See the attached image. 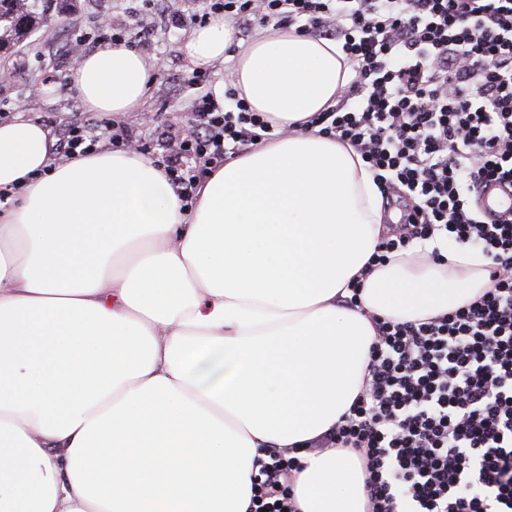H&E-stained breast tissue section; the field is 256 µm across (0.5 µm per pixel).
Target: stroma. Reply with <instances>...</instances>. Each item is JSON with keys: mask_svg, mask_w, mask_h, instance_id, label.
Listing matches in <instances>:
<instances>
[{"mask_svg": "<svg viewBox=\"0 0 512 512\" xmlns=\"http://www.w3.org/2000/svg\"><path fill=\"white\" fill-rule=\"evenodd\" d=\"M130 7V0H65L57 16L32 30L19 46L0 53V68L14 73L10 84L0 86V121L24 115L53 129L79 118L84 105L67 81L76 63L71 47L84 37L90 41V51H98L96 17L110 14L113 26L124 28L130 21ZM196 28L192 22L175 33L157 32L131 40V48L155 61L157 68L144 104L118 116L117 122L140 137L150 158H157L158 152L145 116L158 112L169 123H180L196 96L188 83L192 68L182 52Z\"/></svg>", "mask_w": 512, "mask_h": 512, "instance_id": "obj_1", "label": "stroma"}]
</instances>
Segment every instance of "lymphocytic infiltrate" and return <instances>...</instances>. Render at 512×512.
I'll return each instance as SVG.
<instances>
[{"instance_id": "f902f5d3", "label": "lymphocytic infiltrate", "mask_w": 512, "mask_h": 512, "mask_svg": "<svg viewBox=\"0 0 512 512\" xmlns=\"http://www.w3.org/2000/svg\"><path fill=\"white\" fill-rule=\"evenodd\" d=\"M204 18L291 28L339 43L353 75L306 125L350 145L383 194L404 206L378 263L447 242L478 252L489 284L424 319L372 315L360 394L319 445L354 453L366 512H512V216L487 221L489 181L512 189V0H205ZM174 194L191 205L203 177L276 128L233 85L198 93L183 124L152 119ZM112 121L59 133L71 160L103 140L134 144ZM250 512H296L286 449H266Z\"/></svg>"}]
</instances>
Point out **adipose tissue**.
<instances>
[{
    "mask_svg": "<svg viewBox=\"0 0 512 512\" xmlns=\"http://www.w3.org/2000/svg\"><path fill=\"white\" fill-rule=\"evenodd\" d=\"M183 54L232 62L250 106L295 127L225 161L192 207L137 151L61 163L42 122L0 123V191L18 196L0 212V512H249L271 446L304 462L298 512H361L352 462L311 444L360 391L369 313L422 319L486 286L465 248L369 267L382 194L352 147L300 127L350 79L336 42H245L218 17ZM155 69L111 44L68 80L114 116Z\"/></svg>",
    "mask_w": 512,
    "mask_h": 512,
    "instance_id": "1",
    "label": "adipose tissue"
}]
</instances>
